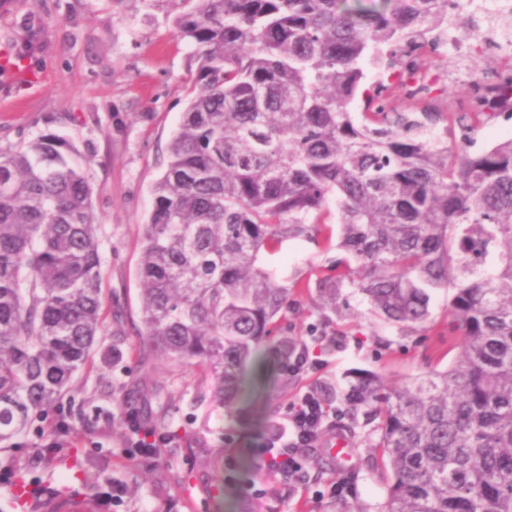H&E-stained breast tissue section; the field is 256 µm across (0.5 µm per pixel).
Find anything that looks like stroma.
<instances>
[{"label":"stroma","instance_id":"1","mask_svg":"<svg viewBox=\"0 0 512 512\" xmlns=\"http://www.w3.org/2000/svg\"><path fill=\"white\" fill-rule=\"evenodd\" d=\"M182 0H0V48L21 55L34 81L0 72V146L21 147L52 133L82 153L94 187L93 208L102 251L105 301L126 318L122 336L104 337L112 359L93 357L65 402L28 433L23 448L0 450L39 478L45 493L85 488L100 512H381L389 476L375 463L376 422L350 417L347 396L357 375L380 374L399 385L447 368L448 293H433L425 327H399L370 312L363 297L340 289L328 303L316 282L334 267L338 216L307 234L283 240L264 265L290 288L288 308L252 371L250 396L225 408L203 372L155 357L143 358L138 333L136 269L151 209L150 189L162 175L167 146L179 125L196 64L177 32ZM472 39L420 59L421 70L451 86L450 110L464 104L468 80L449 79L443 59L470 52ZM307 344L319 368L305 379L278 370L283 344ZM326 393L336 424L318 447L307 449L308 488L297 492L262 470L249 448L272 433L297 393ZM121 405L142 407L146 424L177 432L152 458L124 448ZM103 407L105 417L85 421L83 411ZM64 422L67 457H41L51 426ZM350 443L338 465L330 451L336 433ZM234 455L236 479H224V457ZM343 487L333 495L332 485Z\"/></svg>","mask_w":512,"mask_h":512}]
</instances>
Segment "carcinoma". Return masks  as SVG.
<instances>
[{
  "mask_svg": "<svg viewBox=\"0 0 512 512\" xmlns=\"http://www.w3.org/2000/svg\"><path fill=\"white\" fill-rule=\"evenodd\" d=\"M196 77L168 145L137 266L143 348L211 376L229 407L287 309L262 265L283 239L339 214L336 276L389 323L425 327L448 291V368L401 387L351 384L350 413L379 419L384 512H512V139L472 153L483 104L438 112L430 83L396 91L454 32L459 0H184ZM491 25L512 27L497 0ZM384 76L365 84L363 61ZM364 103L362 119L351 111ZM456 124L457 150L435 136ZM93 187L69 141L0 147V448L58 406L108 332ZM18 498L50 512L38 480Z\"/></svg>",
  "mask_w": 512,
  "mask_h": 512,
  "instance_id": "1",
  "label": "carcinoma"
}]
</instances>
